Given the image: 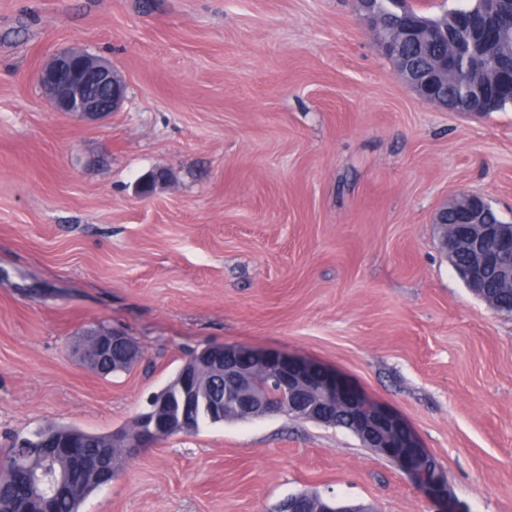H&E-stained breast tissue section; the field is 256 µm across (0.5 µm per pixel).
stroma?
Wrapping results in <instances>:
<instances>
[{"label": "stroma", "instance_id": "stroma-1", "mask_svg": "<svg viewBox=\"0 0 512 512\" xmlns=\"http://www.w3.org/2000/svg\"><path fill=\"white\" fill-rule=\"evenodd\" d=\"M71 47L112 62L118 112L51 110L33 75ZM463 193L512 222V107L424 102L357 0H0V448L125 427L204 347L278 350L400 417L462 512H512V316L433 222ZM100 323L142 361L84 366ZM307 490L437 512L353 434L285 416L164 439L80 512H276Z\"/></svg>", "mask_w": 512, "mask_h": 512}]
</instances>
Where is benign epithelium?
<instances>
[{"label":"benign epithelium","mask_w":512,"mask_h":512,"mask_svg":"<svg viewBox=\"0 0 512 512\" xmlns=\"http://www.w3.org/2000/svg\"><path fill=\"white\" fill-rule=\"evenodd\" d=\"M498 2L484 0L481 11L475 42L486 50L504 39L503 30L488 19ZM435 36L437 32L427 27L400 24L395 32L379 35V43L393 57L406 84L425 102L444 109L446 105L434 98V90L448 78V59L420 69L410 64L403 51L406 42L423 44ZM36 81L53 111L78 120L108 115L118 110L125 98V84L112 63L76 48L53 54L38 68ZM434 223L439 225L440 246L448 258L461 251L469 254V264L460 270V275L470 287L478 288L492 277L500 285L512 288V260L508 257V252H512V223L495 222L484 197L472 193L455 197L436 212ZM83 348L93 351L83 364L99 373L107 371L109 365L114 370L119 366L133 367L141 358L136 341L118 330L83 337ZM269 371L274 374L288 412L317 423L326 422L331 411L344 415L375 454L391 460L443 504L442 512H455L447 474L431 463V455L416 443L396 416L322 367L278 352L213 346L193 353L182 365L174 390L151 396L149 408L138 415L132 428L112 432V442L118 448H150L189 423L196 409L194 393L204 374L222 387L209 402L212 412L224 414V406L231 402L250 417L267 416L271 408L260 389V381ZM14 447L20 461L27 459L35 448L47 449L45 468L25 478L18 486V498L24 503L39 489L40 512H53L52 494L69 488L70 481L56 474L51 463L58 454H76V444L64 434L51 440L21 437L14 441ZM333 501L334 498L322 495L312 506L293 499L291 507L295 512H356L355 507L348 505L335 509Z\"/></svg>","instance_id":"7a95c632"}]
</instances>
